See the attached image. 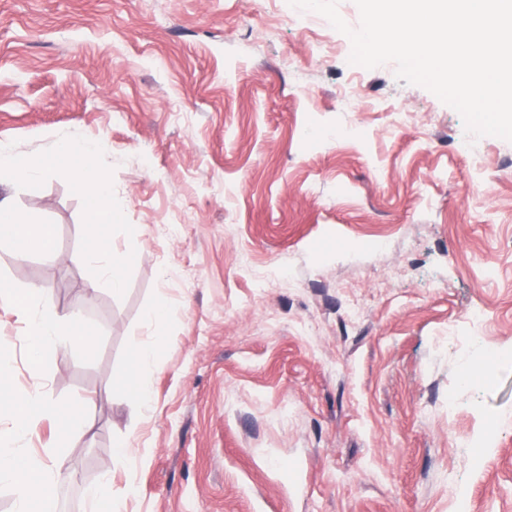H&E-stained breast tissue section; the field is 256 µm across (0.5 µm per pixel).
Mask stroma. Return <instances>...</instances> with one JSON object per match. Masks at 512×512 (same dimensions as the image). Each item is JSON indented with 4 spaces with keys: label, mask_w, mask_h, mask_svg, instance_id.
Instances as JSON below:
<instances>
[{
    "label": "stroma",
    "mask_w": 512,
    "mask_h": 512,
    "mask_svg": "<svg viewBox=\"0 0 512 512\" xmlns=\"http://www.w3.org/2000/svg\"><path fill=\"white\" fill-rule=\"evenodd\" d=\"M296 13L0 0V142L38 161L69 136L109 139L112 247L130 257L121 292L87 295L81 191L62 171L0 185L54 241L0 249V277L99 331L36 371L0 308L13 392L84 409L82 432L58 442L48 417L28 445L63 448L57 512H90L104 479L121 512H453L460 494L512 512V362L448 400L486 340L512 351V142L468 143L394 63L350 64L347 36ZM393 100L412 123H394ZM146 344L147 404L120 384ZM489 420L502 430L470 465L457 442Z\"/></svg>",
    "instance_id": "35a3bbf8"
}]
</instances>
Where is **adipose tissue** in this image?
<instances>
[{
    "instance_id": "adipose-tissue-1",
    "label": "adipose tissue",
    "mask_w": 512,
    "mask_h": 512,
    "mask_svg": "<svg viewBox=\"0 0 512 512\" xmlns=\"http://www.w3.org/2000/svg\"><path fill=\"white\" fill-rule=\"evenodd\" d=\"M56 156L69 159L67 174L85 191V222L91 227L86 240L84 258L96 265L97 282L107 284L113 292L124 285L127 255L112 251L111 229L121 215L112 205L110 160L96 142L69 137L59 142ZM50 165L31 162L11 144H0V182L21 184L47 172ZM52 231L21 210L12 196H0V246H17L19 253L49 252ZM0 308L14 310L25 323V342L32 366H39L47 353L66 342L81 341L92 348L95 334L77 315L59 311L47 289H19L0 279ZM11 367L0 363V417L8 419L0 429V484L13 494L14 512H55V491L64 475V462L57 448L34 454L28 450L30 437L45 415H53L61 435L83 429L81 408L49 405L41 389L28 391L15 398L10 389Z\"/></svg>"
}]
</instances>
